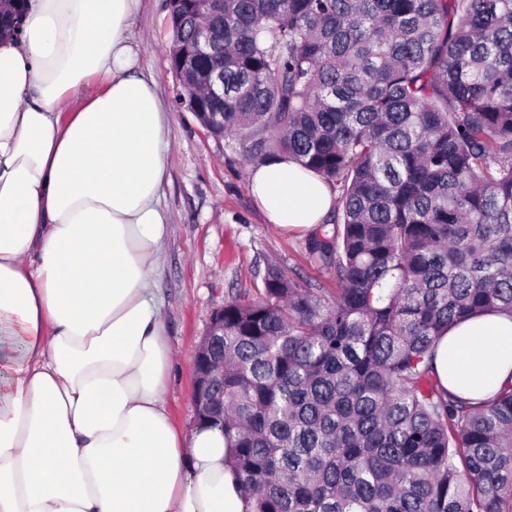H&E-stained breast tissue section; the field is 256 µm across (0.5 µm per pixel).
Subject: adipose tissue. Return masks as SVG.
Segmentation results:
<instances>
[{
  "label": "adipose tissue",
  "mask_w": 512,
  "mask_h": 512,
  "mask_svg": "<svg viewBox=\"0 0 512 512\" xmlns=\"http://www.w3.org/2000/svg\"><path fill=\"white\" fill-rule=\"evenodd\" d=\"M140 0H24L0 39V512H246L216 428L182 431L157 277L171 230L167 109L135 69ZM268 223L301 234L335 195L286 157L249 172ZM441 386L512 380V316L439 338Z\"/></svg>",
  "instance_id": "adipose-tissue-1"
}]
</instances>
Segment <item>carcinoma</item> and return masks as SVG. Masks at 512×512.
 Wrapping results in <instances>:
<instances>
[{
	"label": "carcinoma",
	"instance_id": "cac0c4a2",
	"mask_svg": "<svg viewBox=\"0 0 512 512\" xmlns=\"http://www.w3.org/2000/svg\"><path fill=\"white\" fill-rule=\"evenodd\" d=\"M213 8L168 2L182 83ZM180 103L340 191L308 242L336 300L270 266L207 332L200 424L252 512H512V383L472 402L432 373L449 328L512 315V0H224V104Z\"/></svg>",
	"mask_w": 512,
	"mask_h": 512
}]
</instances>
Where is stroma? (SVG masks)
Here are the masks:
<instances>
[{
	"label": "stroma",
	"mask_w": 512,
	"mask_h": 512,
	"mask_svg": "<svg viewBox=\"0 0 512 512\" xmlns=\"http://www.w3.org/2000/svg\"><path fill=\"white\" fill-rule=\"evenodd\" d=\"M167 0H141L135 26L139 71L153 75L168 109L169 182L162 200L172 231L164 252L158 296L174 352L165 401L182 429L194 423L192 364L197 345L225 300H251L264 290L274 264L296 285L314 287L334 301L336 281L310 257L308 236H291L268 224L249 191L251 167L261 163L246 138H224L177 106L183 88L173 73L168 47Z\"/></svg>",
	"instance_id": "stroma-1"
}]
</instances>
